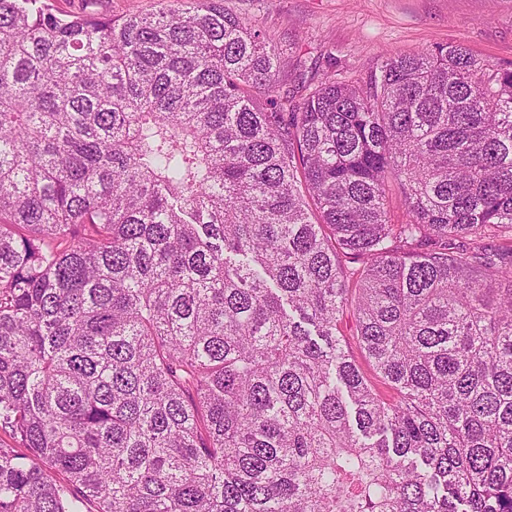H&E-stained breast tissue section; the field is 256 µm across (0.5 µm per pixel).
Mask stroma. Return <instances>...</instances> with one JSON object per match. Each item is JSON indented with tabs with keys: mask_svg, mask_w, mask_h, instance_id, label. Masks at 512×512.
<instances>
[{
	"mask_svg": "<svg viewBox=\"0 0 512 512\" xmlns=\"http://www.w3.org/2000/svg\"><path fill=\"white\" fill-rule=\"evenodd\" d=\"M280 51L299 42L305 60L333 53L362 76L381 55L460 43L496 65L512 63V0H224Z\"/></svg>",
	"mask_w": 512,
	"mask_h": 512,
	"instance_id": "1",
	"label": "stroma"
}]
</instances>
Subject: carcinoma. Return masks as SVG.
<instances>
[{
	"mask_svg": "<svg viewBox=\"0 0 512 512\" xmlns=\"http://www.w3.org/2000/svg\"><path fill=\"white\" fill-rule=\"evenodd\" d=\"M164 2L0 0V512H512V66ZM84 0H55V5L59 11L78 12L86 5L92 9L112 14V16H121L125 14H139L149 16L155 13L159 7V0H97L94 4H87ZM343 329L346 334V339L348 342V346L350 349V352L355 359L356 363L360 366L366 377L371 381V383L380 391L386 392V388L384 385L380 382V379L377 377L373 369L369 366L363 355L361 354L360 350L358 349L355 340L353 339L350 334L352 333L351 330L353 329V318L350 315V313L344 315V324Z\"/></svg>",
	"mask_w": 512,
	"mask_h": 512,
	"instance_id": "cac0c4a2",
	"label": "carcinoma"
}]
</instances>
